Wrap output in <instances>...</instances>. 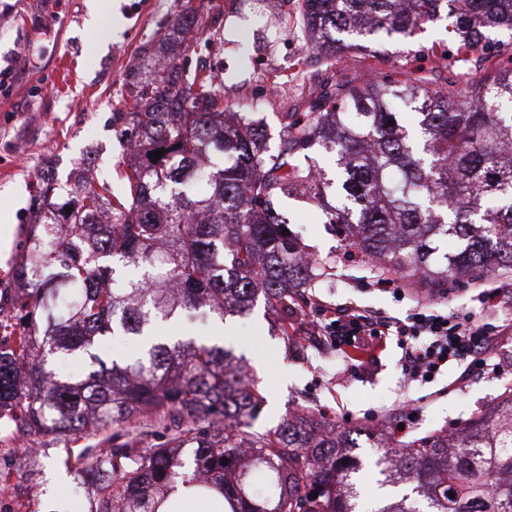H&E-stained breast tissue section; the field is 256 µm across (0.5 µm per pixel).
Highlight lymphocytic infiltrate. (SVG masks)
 <instances>
[{"instance_id":"lymphocytic-infiltrate-1","label":"lymphocytic infiltrate","mask_w":512,"mask_h":512,"mask_svg":"<svg viewBox=\"0 0 512 512\" xmlns=\"http://www.w3.org/2000/svg\"><path fill=\"white\" fill-rule=\"evenodd\" d=\"M316 335L327 337L337 347L362 356L388 336L400 338L402 366L414 380L431 381L449 362L464 363L465 374L492 372L502 367V348L512 340V321H497L471 311L442 312L423 306L406 320L365 313L342 305L319 307Z\"/></svg>"}]
</instances>
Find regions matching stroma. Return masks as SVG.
I'll use <instances>...</instances> for the list:
<instances>
[{
	"label": "stroma",
	"instance_id": "35a3bbf8",
	"mask_svg": "<svg viewBox=\"0 0 512 512\" xmlns=\"http://www.w3.org/2000/svg\"><path fill=\"white\" fill-rule=\"evenodd\" d=\"M94 2L60 0L48 8L43 0H0V65L13 64L16 72L10 86L0 88V213L15 226L10 257L0 263V295L11 287L16 263L28 248L41 174L52 175L63 191L87 172L95 182L120 187L119 171L127 157L110 124L119 92L143 65L166 57L158 35L174 28L186 8L198 14V43L178 52L176 64L220 72L225 106L264 118L273 147L282 135L279 113L307 111L328 84L361 82L405 67L422 68L437 86L451 78L463 83L480 73L476 53L456 52L446 18L423 26L406 44L387 40L379 51H355L334 61L311 50L298 0H104V38L90 23ZM280 210L305 252L326 265V275L308 291L309 300L352 304L401 320L421 302L480 312L469 275L450 278L446 288L434 293L398 295L376 286L373 261L350 253L321 209L291 198ZM273 319L259 304L249 316L222 322L180 315L163 331L241 357L264 397L251 431L274 429L292 413H313L357 433L363 512H379L386 502L411 491L407 484H381L376 465L379 437L388 433L396 412L416 408L411 436L450 431L512 386L508 371L496 378L476 374L449 390V380L460 371L456 362L433 382L411 380L393 337L373 350L372 366L363 371L324 339L299 332L283 340L272 329ZM20 436L15 421L0 419V512H53L57 507L87 512L94 486L70 493L73 476L63 462L100 447L101 436L76 435L66 442L40 437L24 466L19 463L25 454Z\"/></svg>",
	"mask_w": 512,
	"mask_h": 512
}]
</instances>
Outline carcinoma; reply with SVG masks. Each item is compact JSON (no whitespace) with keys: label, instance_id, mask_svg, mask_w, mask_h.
<instances>
[{"label":"carcinoma","instance_id":"carcinoma-1","mask_svg":"<svg viewBox=\"0 0 512 512\" xmlns=\"http://www.w3.org/2000/svg\"><path fill=\"white\" fill-rule=\"evenodd\" d=\"M300 13L313 50L332 59L451 16L458 50L483 51L480 76L439 88L408 68L335 83L310 111L281 113L273 149L259 120L227 112L205 69H152L121 93L137 111L112 113L137 144L123 193L86 177L62 198L43 179L47 208L0 321V416L26 437L96 435L139 416L171 431L145 453L117 431L77 468L74 489L89 476L97 484L88 512H158L167 498L157 492L179 482L221 493L231 512H355L359 461L345 453V429L290 415L272 433L244 431L262 396L233 351L155 334L180 311L222 321L261 299L288 336L296 298L325 266L298 251L281 198L302 194L380 272L424 288L512 271V0H300ZM195 28L183 18L186 51ZM316 144L336 155V179L307 155L294 163ZM198 181L208 190L188 195ZM448 237L458 249L440 257ZM131 264L135 278L121 272ZM121 333L139 348L108 363L97 345ZM72 356L89 361L86 379L50 369ZM457 436L384 441L383 482L412 483L428 512H512V387Z\"/></svg>","mask_w":512,"mask_h":512}]
</instances>
